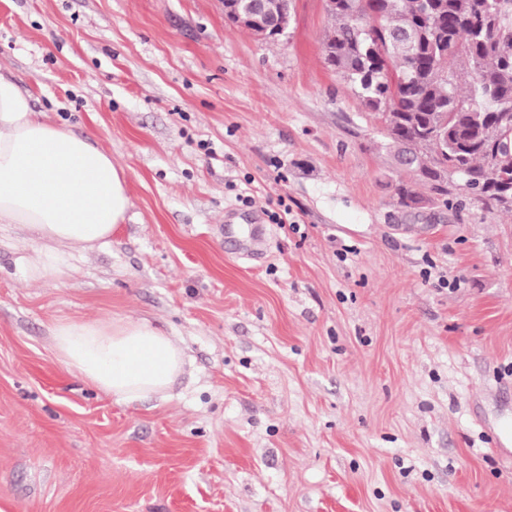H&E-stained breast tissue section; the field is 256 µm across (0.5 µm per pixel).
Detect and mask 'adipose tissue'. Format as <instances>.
I'll list each match as a JSON object with an SVG mask.
<instances>
[{"instance_id": "1", "label": "adipose tissue", "mask_w": 512, "mask_h": 512, "mask_svg": "<svg viewBox=\"0 0 512 512\" xmlns=\"http://www.w3.org/2000/svg\"><path fill=\"white\" fill-rule=\"evenodd\" d=\"M129 207L127 175L111 155L47 120L0 73V227L34 242L18 259L25 280L67 279L75 255L109 244ZM51 338L67 370L127 405L168 398L184 371L182 347L147 319L60 320Z\"/></svg>"}]
</instances>
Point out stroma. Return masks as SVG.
I'll return each mask as SVG.
<instances>
[{
    "label": "stroma",
    "mask_w": 512,
    "mask_h": 512,
    "mask_svg": "<svg viewBox=\"0 0 512 512\" xmlns=\"http://www.w3.org/2000/svg\"><path fill=\"white\" fill-rule=\"evenodd\" d=\"M329 24L293 0L269 45L219 0H0V72L131 199L63 282L0 246V512H512V437L486 439L512 427V213L399 166ZM112 317L180 340L169 398L58 361L56 320Z\"/></svg>",
    "instance_id": "stroma-1"
}]
</instances>
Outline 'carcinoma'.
Listing matches in <instances>:
<instances>
[{
    "label": "carcinoma",
    "instance_id": "obj_1",
    "mask_svg": "<svg viewBox=\"0 0 512 512\" xmlns=\"http://www.w3.org/2000/svg\"><path fill=\"white\" fill-rule=\"evenodd\" d=\"M270 9L287 30L292 0ZM328 17V65L380 113L413 175L440 195L439 172L458 176L512 212V0H336Z\"/></svg>",
    "mask_w": 512,
    "mask_h": 512
}]
</instances>
